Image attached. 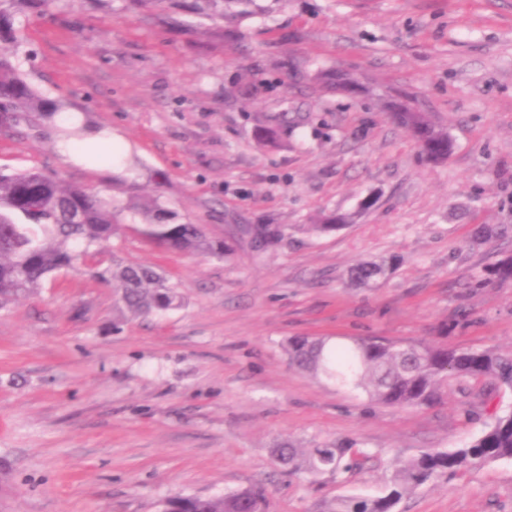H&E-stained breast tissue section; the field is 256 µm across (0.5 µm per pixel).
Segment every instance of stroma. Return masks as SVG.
Here are the masks:
<instances>
[{"instance_id": "obj_1", "label": "stroma", "mask_w": 512, "mask_h": 512, "mask_svg": "<svg viewBox=\"0 0 512 512\" xmlns=\"http://www.w3.org/2000/svg\"><path fill=\"white\" fill-rule=\"evenodd\" d=\"M224 25L174 28L128 0H53L17 19V62L64 111L111 127L139 164L112 176L62 162L56 129L0 133V169L40 168L126 202L160 195L181 223L232 244L217 259L163 252L132 227L113 259L161 269L183 302L133 317L85 267L0 310V512H158L175 495L267 489L269 512H324L377 497L395 469L468 445L512 389L449 382L431 406L398 409L291 365L292 337H371L512 351V279L485 270L512 238V0H257ZM353 92L324 90L318 72ZM409 101L453 147L426 162L389 117ZM276 127L263 145L261 127ZM349 222L317 234L330 213ZM266 225L263 247L240 226ZM384 260L355 286L349 269ZM357 442L363 467L288 473L273 450ZM400 512H512V461L441 475Z\"/></svg>"}]
</instances>
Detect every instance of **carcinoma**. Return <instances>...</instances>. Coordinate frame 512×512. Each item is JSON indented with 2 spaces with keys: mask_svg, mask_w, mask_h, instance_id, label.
<instances>
[{
  "mask_svg": "<svg viewBox=\"0 0 512 512\" xmlns=\"http://www.w3.org/2000/svg\"><path fill=\"white\" fill-rule=\"evenodd\" d=\"M51 0H0V106L15 125L23 114L53 119L60 106L39 95L15 63L20 33L18 14L47 11ZM161 8L164 18L179 22L185 13L224 21L219 4L250 6L255 0H133ZM393 119L411 130L427 160L448 152V133L432 127L421 112L402 107ZM133 210L140 217L137 231L157 247L224 258L230 248L205 234L199 224L175 222L176 216L159 196L130 198L125 207L87 188L67 183L32 168L5 173L0 170V308L34 294L51 273L91 262L121 229L120 216ZM385 273L377 262H361L352 278L367 284ZM94 276L112 284L118 303L134 316L165 312L181 304L178 288L154 268L113 261L112 268ZM487 279H512V258L486 271ZM290 362L310 375L348 386L372 401L397 408L432 405L451 379L488 377L512 388V352L492 349L458 350L445 345L397 344L351 338L333 343L328 338L288 340ZM278 461L292 471L313 476L333 474L340 468L360 467L368 455L358 443L325 442L307 450L291 442L275 448ZM512 459V411L495 421L463 448L432 449L395 470L384 495L376 498L344 496L326 512H397L399 504L419 487L443 473L456 474L486 464ZM267 491L243 488L219 497L174 496L161 512H264Z\"/></svg>",
  "mask_w": 512,
  "mask_h": 512,
  "instance_id": "1",
  "label": "carcinoma"
}]
</instances>
